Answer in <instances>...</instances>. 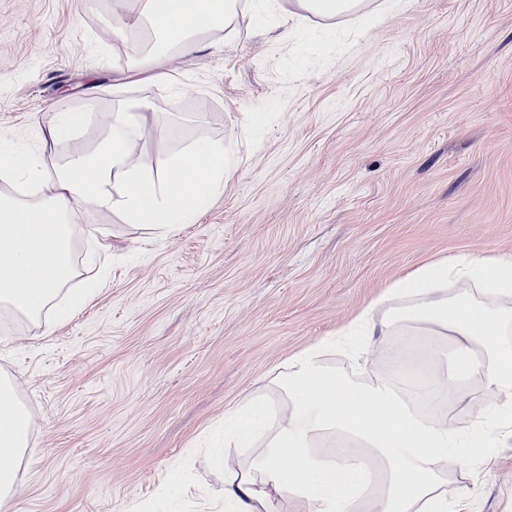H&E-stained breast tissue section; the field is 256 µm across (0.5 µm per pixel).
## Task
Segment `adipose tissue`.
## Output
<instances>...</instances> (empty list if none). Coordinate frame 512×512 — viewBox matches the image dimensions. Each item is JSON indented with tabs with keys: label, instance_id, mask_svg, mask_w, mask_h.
<instances>
[{
	"label": "adipose tissue",
	"instance_id": "1",
	"mask_svg": "<svg viewBox=\"0 0 512 512\" xmlns=\"http://www.w3.org/2000/svg\"><path fill=\"white\" fill-rule=\"evenodd\" d=\"M116 37L150 34L129 71L163 85L172 54L207 47L209 32L237 29L238 0H114ZM140 102L118 100L109 128L85 151L59 154L66 137L96 121L92 112L57 113L42 126L39 160L0 138V312L35 320L71 279L74 234L96 240L87 216L117 213L171 232L199 204L198 185L224 184V145L201 140L164 159L134 157ZM461 280L449 288V279ZM378 336L394 369H408L404 389L376 369L350 378L328 367L322 345L288 361L277 382L288 413L263 426L256 399L226 416L224 444L252 454L224 472L225 512H278L297 499L305 512H460L448 477L470 468L476 447L512 438V258L488 262L470 254L393 282L350 326ZM497 395L476 404V389ZM14 382L0 377V449L14 460L28 446L30 420L13 402ZM476 410L487 421L479 438L450 428L442 404ZM291 465H284V458ZM0 467V505L15 491L18 471Z\"/></svg>",
	"mask_w": 512,
	"mask_h": 512
}]
</instances>
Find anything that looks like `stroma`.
<instances>
[{"label": "stroma", "mask_w": 512, "mask_h": 512, "mask_svg": "<svg viewBox=\"0 0 512 512\" xmlns=\"http://www.w3.org/2000/svg\"><path fill=\"white\" fill-rule=\"evenodd\" d=\"M367 0L334 20L279 9L128 84L112 0H0V137L37 156V118L107 131L114 87L151 103L142 152L224 144L222 190L168 235L96 214L76 268L96 292L63 322L0 323V373L30 417L0 512H224V414L278 422L292 356L346 329L394 281L472 252L512 257V0ZM179 122L167 140L150 133ZM466 512H512V440L453 474Z\"/></svg>", "instance_id": "stroma-1"}]
</instances>
